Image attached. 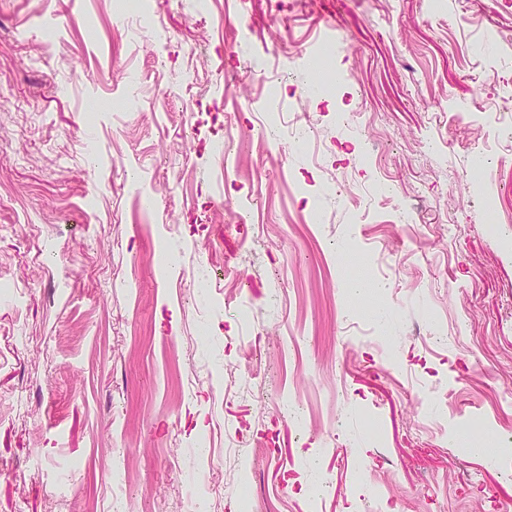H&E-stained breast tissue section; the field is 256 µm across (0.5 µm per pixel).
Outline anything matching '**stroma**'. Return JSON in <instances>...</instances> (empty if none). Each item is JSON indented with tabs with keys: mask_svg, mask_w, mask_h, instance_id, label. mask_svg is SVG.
<instances>
[{
	"mask_svg": "<svg viewBox=\"0 0 512 512\" xmlns=\"http://www.w3.org/2000/svg\"><path fill=\"white\" fill-rule=\"evenodd\" d=\"M510 110L512 0H0V512H512Z\"/></svg>",
	"mask_w": 512,
	"mask_h": 512,
	"instance_id": "obj_1",
	"label": "stroma"
}]
</instances>
